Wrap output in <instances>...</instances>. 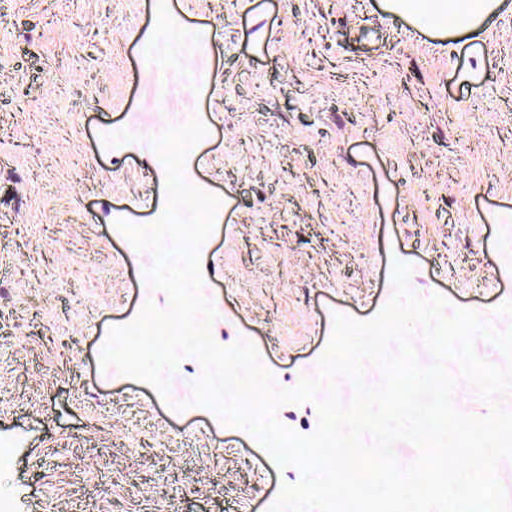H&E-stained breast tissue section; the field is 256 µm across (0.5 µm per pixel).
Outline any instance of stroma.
Listing matches in <instances>:
<instances>
[{
  "label": "stroma",
  "mask_w": 512,
  "mask_h": 512,
  "mask_svg": "<svg viewBox=\"0 0 512 512\" xmlns=\"http://www.w3.org/2000/svg\"><path fill=\"white\" fill-rule=\"evenodd\" d=\"M480 40L383 0H0V512H268L282 485L248 431L101 367L145 302L151 252L115 223L165 208L153 142L200 117L186 180L220 197L200 249L214 340L256 345L274 386L317 377L335 315L443 295L512 330V0ZM457 376L461 412L512 411ZM315 400L283 405L308 435Z\"/></svg>",
  "instance_id": "stroma-1"
}]
</instances>
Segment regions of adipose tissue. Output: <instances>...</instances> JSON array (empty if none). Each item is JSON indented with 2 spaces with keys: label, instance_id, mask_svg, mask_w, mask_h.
<instances>
[{
  "label": "adipose tissue",
  "instance_id": "1",
  "mask_svg": "<svg viewBox=\"0 0 512 512\" xmlns=\"http://www.w3.org/2000/svg\"><path fill=\"white\" fill-rule=\"evenodd\" d=\"M502 6L503 0H386L385 3L388 12L415 26L447 30L459 38L479 34Z\"/></svg>",
  "mask_w": 512,
  "mask_h": 512
}]
</instances>
